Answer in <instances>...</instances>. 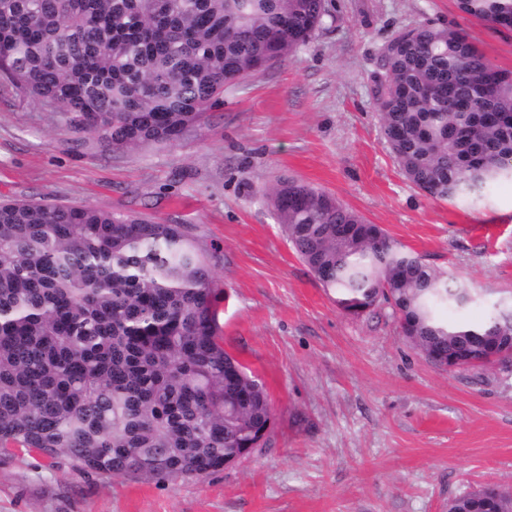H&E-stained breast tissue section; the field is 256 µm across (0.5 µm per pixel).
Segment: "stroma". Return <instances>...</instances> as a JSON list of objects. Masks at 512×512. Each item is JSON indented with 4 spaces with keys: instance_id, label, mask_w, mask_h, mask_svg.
<instances>
[{
    "instance_id": "obj_1",
    "label": "stroma",
    "mask_w": 512,
    "mask_h": 512,
    "mask_svg": "<svg viewBox=\"0 0 512 512\" xmlns=\"http://www.w3.org/2000/svg\"><path fill=\"white\" fill-rule=\"evenodd\" d=\"M295 57L224 91L175 144L103 149L67 114L0 79V198L91 205L189 224L224 294V347L264 384L267 442L223 471L144 482L0 457V512H448L456 495L512 492V364L445 370L402 336L388 306L344 314L297 257L264 184L294 179L381 225L473 303L512 296V181L485 206L432 199L403 175L380 127L383 46L422 23L464 30L512 70V32L456 0H328Z\"/></svg>"
}]
</instances>
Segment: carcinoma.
<instances>
[{"instance_id":"cac0c4a2","label":"carcinoma","mask_w":512,"mask_h":512,"mask_svg":"<svg viewBox=\"0 0 512 512\" xmlns=\"http://www.w3.org/2000/svg\"><path fill=\"white\" fill-rule=\"evenodd\" d=\"M512 29V0H457ZM326 0H0V75L114 151L181 140L224 88L306 46ZM375 98L388 148L427 196L476 205L512 180V72L461 31L387 45ZM288 242L343 312L381 302L439 367L499 362L512 300L471 303L379 224L293 179L265 187ZM209 258L186 224L90 205L0 201V452L143 481L201 477L262 446L265 387L224 350ZM448 512H512L497 487Z\"/></svg>"}]
</instances>
